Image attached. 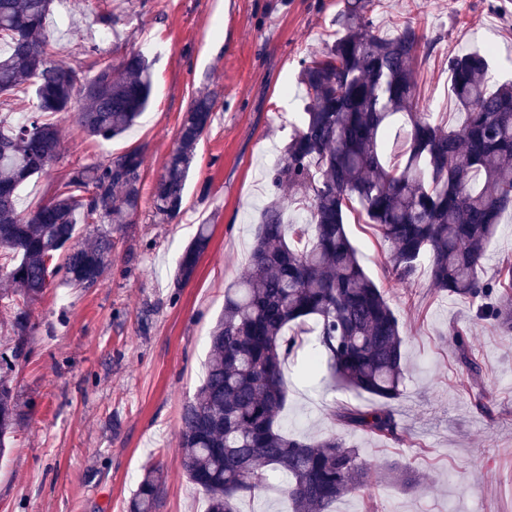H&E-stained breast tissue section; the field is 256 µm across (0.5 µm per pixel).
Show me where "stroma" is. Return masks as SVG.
Segmentation results:
<instances>
[{"instance_id": "35a3bbf8", "label": "stroma", "mask_w": 512, "mask_h": 512, "mask_svg": "<svg viewBox=\"0 0 512 512\" xmlns=\"http://www.w3.org/2000/svg\"><path fill=\"white\" fill-rule=\"evenodd\" d=\"M343 0H107L113 30L96 22L95 0H55L47 20L59 61L89 65L85 48L118 61L155 48L150 103L120 138L88 137L72 112L55 117V161L19 192V208L50 199L79 162H103L141 148V207L113 233L112 268L94 288L53 285L32 307L25 349L8 373L22 413L0 460V512H129L145 467L163 464L166 484L157 512H204L206 496L187 480L178 458L182 408L196 392L209 332L224 308V290L247 269L269 172L306 105L299 62L336 36ZM376 27L409 23L428 41L413 62L417 94L435 120L459 127L464 115L450 93L448 58L494 37L493 85L512 81V0H374ZM215 101L213 122L196 150L185 210L155 223L152 187L177 143L184 112L198 92ZM210 242L194 279L174 284L184 247L198 225ZM346 231L361 265L400 323L407 369L395 409L399 439L364 433L352 442L366 459L418 472L423 489L379 479L339 499L335 512H512V335L478 318L479 305L432 288L427 268L392 285L385 247L358 212ZM482 366L489 412L471 399L470 377L456 358L455 330ZM299 348L284 369V429L307 436L343 434L331 406L373 400L343 388L327 370L304 377Z\"/></svg>"}]
</instances>
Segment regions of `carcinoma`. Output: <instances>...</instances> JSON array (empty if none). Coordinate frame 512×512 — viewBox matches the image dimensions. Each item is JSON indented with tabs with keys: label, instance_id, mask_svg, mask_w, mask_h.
<instances>
[{
	"label": "carcinoma",
	"instance_id": "1",
	"mask_svg": "<svg viewBox=\"0 0 512 512\" xmlns=\"http://www.w3.org/2000/svg\"><path fill=\"white\" fill-rule=\"evenodd\" d=\"M373 2L344 0L336 39L301 61L299 83L308 99L301 124L272 169L276 192L261 211L247 271L224 291L204 379L182 410L180 465L205 492L206 512H240L237 500L262 486L264 468L285 483L291 512H333L339 498L367 488L376 475L356 444L333 435L301 437L281 426L283 367L310 321L315 340L305 374L324 357L337 382L376 399L372 408L333 407L331 418L353 433L399 438L400 325L347 235L345 214L354 207L387 243L392 282L412 279L426 260L440 292L473 302L499 287V304L479 316L512 333V263L495 281L483 274L486 248L512 208V84L489 88L482 49L449 57L451 94L466 120L446 128L417 97L413 61L421 34L409 23L391 33L376 30ZM53 3L0 0V96L31 89L34 97L25 121L0 116V187L11 188L0 196V282L6 284L0 303L11 311L18 337L27 335L31 306L54 281L85 289L100 284L112 265V225L131 223L141 200L144 158L134 148L73 165L52 198L18 209L21 186L56 158L54 117L74 97H81L75 120L83 131L108 140L136 123L152 91L141 52L117 64L96 58L86 68L54 61L46 29ZM213 114L211 95L197 93L153 187L152 212L161 224L182 213L196 147ZM397 115L410 127L408 148L404 161L389 167L384 136ZM297 201L310 211V223L284 220ZM80 223L101 231L81 242ZM209 240L208 226L200 225L182 252L175 286L193 280ZM290 326L298 333L287 335ZM454 336L460 363L480 376L463 332ZM19 417L8 379L0 376L1 458ZM387 472L407 490L420 486L419 475L406 468L390 465ZM163 486L160 467H148L130 512H155Z\"/></svg>",
	"mask_w": 512,
	"mask_h": 512
}]
</instances>
